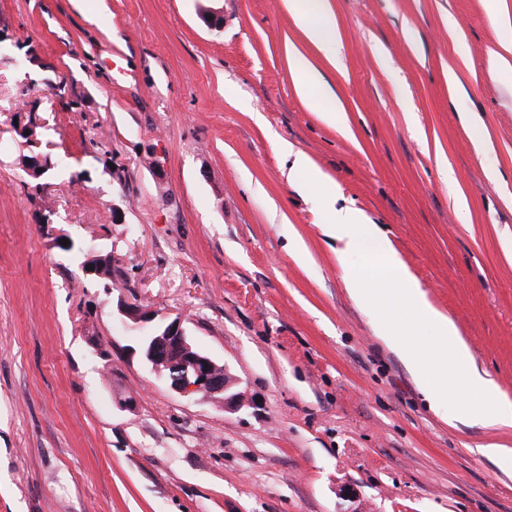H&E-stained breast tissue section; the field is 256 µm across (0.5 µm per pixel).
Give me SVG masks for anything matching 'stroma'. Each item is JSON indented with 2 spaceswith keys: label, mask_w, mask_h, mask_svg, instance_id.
<instances>
[{
  "label": "stroma",
  "mask_w": 512,
  "mask_h": 512,
  "mask_svg": "<svg viewBox=\"0 0 512 512\" xmlns=\"http://www.w3.org/2000/svg\"><path fill=\"white\" fill-rule=\"evenodd\" d=\"M328 5L329 45L286 0H0V512H512V465L477 451L512 428L429 408L346 290L318 184L381 227L512 398L504 27L485 0ZM296 52L338 121L297 94ZM91 243L253 405L155 377L84 279Z\"/></svg>",
  "instance_id": "1"
}]
</instances>
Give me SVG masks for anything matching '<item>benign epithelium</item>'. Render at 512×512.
I'll return each mask as SVG.
<instances>
[{"instance_id": "7a95c632", "label": "benign epithelium", "mask_w": 512, "mask_h": 512, "mask_svg": "<svg viewBox=\"0 0 512 512\" xmlns=\"http://www.w3.org/2000/svg\"><path fill=\"white\" fill-rule=\"evenodd\" d=\"M117 310L124 321L137 325L154 319L151 309L131 301L123 292L117 298ZM143 354L155 376L181 394L199 395L224 410H237L249 403L226 367L195 348L177 319L144 338Z\"/></svg>"}]
</instances>
